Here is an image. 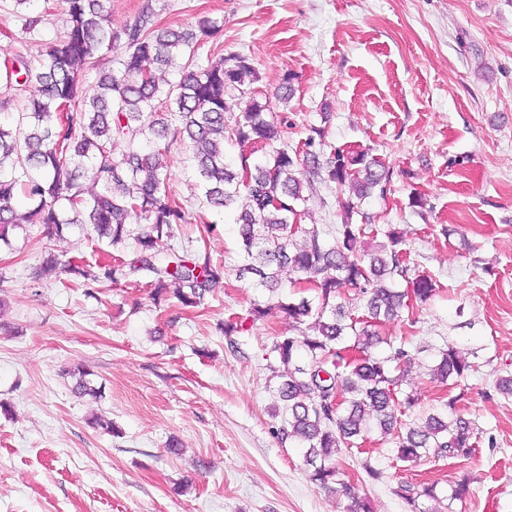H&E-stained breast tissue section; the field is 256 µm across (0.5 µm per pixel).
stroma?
Instances as JSON below:
<instances>
[{"label": "stroma", "mask_w": 512, "mask_h": 512, "mask_svg": "<svg viewBox=\"0 0 512 512\" xmlns=\"http://www.w3.org/2000/svg\"><path fill=\"white\" fill-rule=\"evenodd\" d=\"M147 5L164 26L219 21L205 51L246 56L257 91L275 95L291 77L289 146L321 126L328 145L382 158L387 191L361 209L377 227L397 225L412 274L439 284L413 321L382 334L480 351L468 386L432 382L421 366L406 382L416 399L406 422L443 396L475 419L483 435L471 458L400 462L372 484L346 454V475L373 512H405L395 482L446 492L466 476L471 495L455 512H512V401L484 397L495 369L512 372V0H110L112 29ZM18 13L0 0V67L39 60L64 28L46 0L27 9L33 34ZM190 154L179 143L167 160L170 191L194 216L172 244L224 265L200 306L155 303L141 280L92 283L62 268L33 279L50 252L96 274L133 251L134 240L113 245L87 225L50 238L27 224L0 243V402L10 407L0 411V512H343L310 481L298 445L272 433L283 404L268 349L289 333L287 318L271 313L239 336L240 353L227 347L225 319L270 294L236 279L237 226L200 204ZM77 365L101 397L74 393ZM95 415L113 432L92 427Z\"/></svg>", "instance_id": "35a3bbf8"}]
</instances>
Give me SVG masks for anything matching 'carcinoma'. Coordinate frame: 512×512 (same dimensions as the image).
Wrapping results in <instances>:
<instances>
[{
	"mask_svg": "<svg viewBox=\"0 0 512 512\" xmlns=\"http://www.w3.org/2000/svg\"><path fill=\"white\" fill-rule=\"evenodd\" d=\"M58 6L66 16L65 31L48 43L38 65L19 57L0 73L20 91L12 120H0V242H8L23 223L43 224L58 236L69 224H90L114 245L132 235L136 250L102 266V276L93 281L117 285L143 272L151 276L154 300L170 293L184 307L200 305L224 279V268L206 254H181L169 244L176 227L188 223L187 211L170 195L167 173L170 135L179 136L192 145L191 161L208 206L230 211L245 191L247 207L236 215L241 251L236 277L277 294L286 269L316 291L310 298L292 293L278 299V310L296 334L276 336L270 347L278 362L270 370L282 379L278 394L288 414L274 434L306 449L310 479L347 500L346 512H371L357 486L344 479L339 458L357 451L367 480L384 482L386 471L361 448L375 428L396 436L394 457L402 463L430 456L470 458L481 430L454 413V397L441 401L423 425L402 427V416L415 403L402 386L421 354L435 351L429 376L443 385L466 383L476 365L448 341L438 348L425 342L410 348L376 330L410 310L409 299L423 304L436 292L433 278L409 277L402 233L367 223L360 211L361 201L374 191L386 192L385 164L365 150L325 154L319 128L296 147L288 146L279 109L293 96L292 77L286 76L280 94L271 98L251 90L257 74L247 58L221 55L199 62L201 45L219 30L208 17L192 29L176 30L159 26L147 5L117 32L106 0H58ZM121 40L126 51L119 68L97 69L98 54ZM170 68L180 73L175 82L158 75ZM91 72L95 82L87 89L83 77ZM133 126L153 149L132 147L114 157L112 141ZM226 139L239 148L236 169L224 161ZM260 148L268 152L255 162L252 155ZM85 171L99 190L80 181ZM307 176L348 188L336 227L304 223L310 216L302 185ZM21 198L32 204L24 214L17 211ZM356 215L363 223L353 222ZM132 224L139 225L138 232L130 230ZM380 235L384 240L374 249L360 250L363 239ZM343 286L354 292L355 303L339 301ZM270 310L255 302L246 317L225 320L228 345L238 349L235 337L244 323ZM307 323L312 329L304 328ZM380 343L387 346L383 355L372 352ZM69 376L75 393L100 396L83 369L76 367ZM485 395L512 399V373L497 375ZM437 486L400 482L392 492L408 512H453L454 502L471 494L465 477L445 495L441 510Z\"/></svg>",
	"mask_w": 512,
	"mask_h": 512,
	"instance_id": "obj_1",
	"label": "carcinoma"
}]
</instances>
